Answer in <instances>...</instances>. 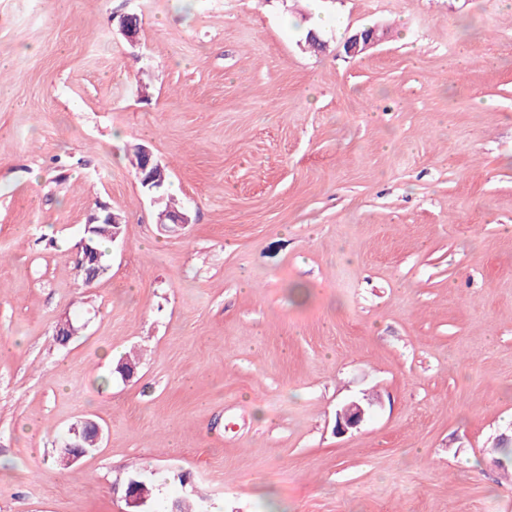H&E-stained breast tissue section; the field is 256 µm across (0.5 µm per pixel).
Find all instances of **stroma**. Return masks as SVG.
<instances>
[{"mask_svg": "<svg viewBox=\"0 0 512 512\" xmlns=\"http://www.w3.org/2000/svg\"><path fill=\"white\" fill-rule=\"evenodd\" d=\"M83 418L103 440L61 466ZM503 436L512 0H0V512H128L170 471L149 512H512ZM380 41L381 36L376 29H367L350 37L345 43L344 49L348 55L357 57L377 45ZM135 156V165L138 178L146 191L151 194L164 186L167 179V173L161 164L154 160L151 152L145 146H138ZM141 158V161H140ZM140 166V167H139ZM93 224H96L94 233L91 235V240H93V246L96 250V254L94 255V259L96 260L95 267L99 277H101L108 270V266L104 262L106 244L107 242H114L117 239V234H114L112 239V224H122V218L111 211L105 204H99L96 210L90 214L84 225L83 237L77 247V264L80 268L90 261L94 253L90 237L88 236ZM366 409L361 402L352 401L345 405L343 409L337 413L336 431L344 433L350 428H355L363 421Z\"/></svg>", "mask_w": 512, "mask_h": 512, "instance_id": "35a3bbf8", "label": "stroma"}]
</instances>
